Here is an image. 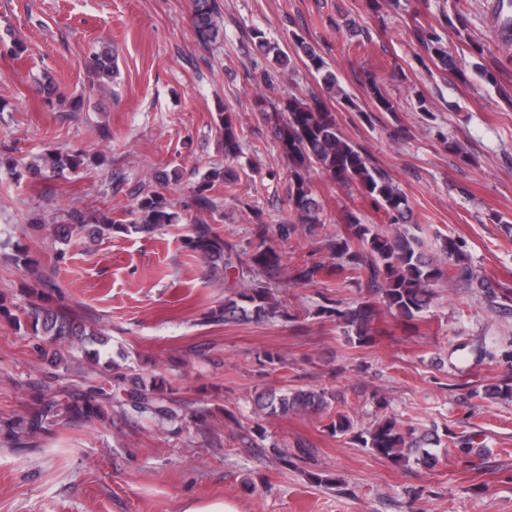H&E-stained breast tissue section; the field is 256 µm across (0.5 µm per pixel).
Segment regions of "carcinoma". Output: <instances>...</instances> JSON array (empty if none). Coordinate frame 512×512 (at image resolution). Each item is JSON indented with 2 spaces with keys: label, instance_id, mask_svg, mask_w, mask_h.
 Listing matches in <instances>:
<instances>
[{
  "label": "carcinoma",
  "instance_id": "cac0c4a2",
  "mask_svg": "<svg viewBox=\"0 0 512 512\" xmlns=\"http://www.w3.org/2000/svg\"><path fill=\"white\" fill-rule=\"evenodd\" d=\"M213 13L211 0H195L194 23L198 36L204 41L218 36ZM444 22L449 32L460 36L465 28L464 12L456 6L452 13L444 16ZM252 40L278 68L284 70L290 66L288 55L270 45L262 30L254 29ZM418 42L423 52L432 61L440 63L443 69L453 71L457 68L453 55L448 53L437 33L420 31ZM293 43L304 55L307 68L322 75L325 88L335 93L346 107L356 108L351 97L340 87L336 74L328 70L323 57L296 33L293 34ZM82 66L103 80H113L117 72L115 60L107 51L90 52L82 60ZM365 92L375 111H396L393 100L377 77H368ZM256 108L273 125L280 148L288 159L289 217L288 221L275 226L255 225L241 249L224 239L212 224L197 221L191 225L185 238L186 247L198 253L214 274L231 283L228 287L230 295L225 298L224 306L210 311L207 315L209 320L226 323L244 318L252 321L279 317L290 320L292 315L273 295L270 284L274 281L285 287L309 284L324 274L336 278V297H324L325 304L318 306V314L336 320L349 340L360 346L374 342L377 333L374 320L380 308L407 323L431 307L434 288L441 282L448 283L450 288H464L483 296L495 312L512 311V288L492 287L487 277L470 264L464 241L441 238L436 252L429 254L425 251L423 241L407 231V225L413 223V211L405 193L387 172L371 161L363 146L352 142L341 132L336 114L318 97H313L310 102L290 97L282 107L261 98L256 101ZM219 116L224 136V157L228 164L210 169L198 184L196 205L200 211L214 209L213 200L206 195L209 186L222 182L224 187L231 188L239 180L237 168L230 165L241 151L238 116L227 107ZM81 164L83 159L78 155L49 150L40 156L38 164L27 168L26 172L47 179L59 170L74 169ZM312 170L348 194L357 192L369 199L376 209L384 212L390 230L381 231L373 224H366L358 214L348 210L345 212V233H323L320 203L309 179ZM171 208L170 200L162 192L150 191L136 201L129 225L114 224L105 215L91 223L82 211L73 210L69 213L68 223L44 225L42 230L65 242L84 234L103 237L131 229L151 234L175 222L176 213ZM275 232L284 240L294 236H323L332 263L283 265L281 256L272 246ZM345 288L359 289L360 298L347 301L342 297ZM54 292L55 288L50 284L29 289L28 306L20 315L11 313L0 300V314L10 318L18 332L36 337L40 356L48 357L53 364L59 365L64 363L62 343L75 340L85 346L96 341L99 333L71 311L52 305L49 298ZM477 352L482 360L512 365V350H492L484 343ZM108 365L112 366L111 388H93L82 397L70 394L62 398L55 393H43L29 417L20 424H9L7 432L15 437L23 433L35 435L57 418L92 423L104 419L109 407L118 408L125 414L132 412L160 420H179L186 425L198 419L197 413L188 414L178 406L165 375L157 374L142 386L127 387L123 365L114 359L108 361ZM468 397L493 403L512 400V380L480 389L471 388ZM334 399L336 396L325 389L299 388L256 394V447L267 446L263 422L280 414L327 411ZM370 402L375 407L374 420L367 427L354 430L350 416L338 411L329 415L327 429L331 435L345 437L368 449L371 454L395 464L414 461L429 466L435 461L430 449L441 444L438 434L421 432L384 415L385 401L376 393L372 394ZM450 439L454 446L460 448V453L469 455L473 452V434L461 432L450 435ZM267 447L286 467L295 465V460L310 454L309 449L301 447L293 453L275 443Z\"/></svg>",
  "mask_w": 512,
  "mask_h": 512
}]
</instances>
